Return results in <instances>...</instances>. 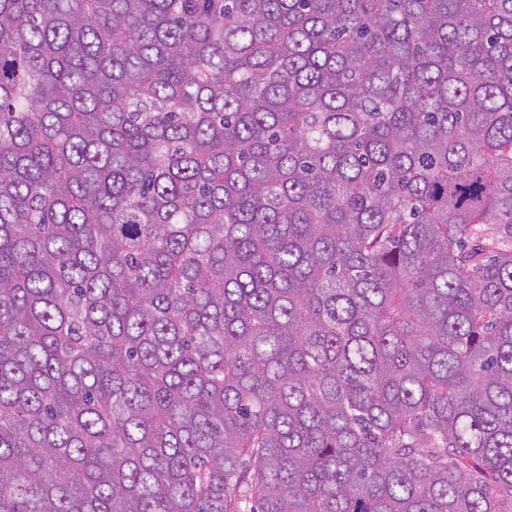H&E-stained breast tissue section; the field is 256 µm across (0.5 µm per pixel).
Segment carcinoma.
I'll return each instance as SVG.
<instances>
[{"mask_svg": "<svg viewBox=\"0 0 512 512\" xmlns=\"http://www.w3.org/2000/svg\"><path fill=\"white\" fill-rule=\"evenodd\" d=\"M0 512H512V0H0Z\"/></svg>", "mask_w": 512, "mask_h": 512, "instance_id": "cac0c4a2", "label": "carcinoma"}]
</instances>
